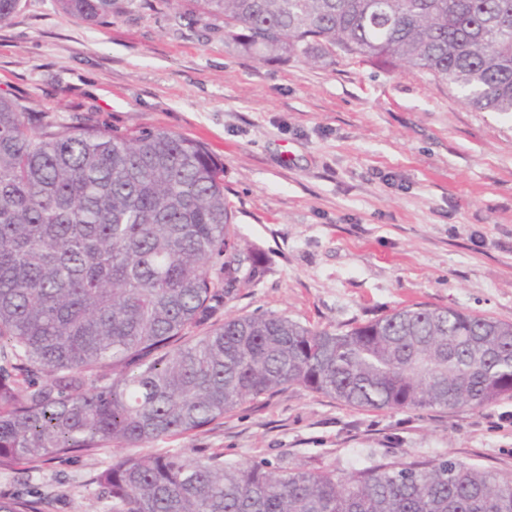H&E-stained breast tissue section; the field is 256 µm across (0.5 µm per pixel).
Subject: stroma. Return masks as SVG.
Instances as JSON below:
<instances>
[{
  "instance_id": "stroma-1",
  "label": "stroma",
  "mask_w": 512,
  "mask_h": 512,
  "mask_svg": "<svg viewBox=\"0 0 512 512\" xmlns=\"http://www.w3.org/2000/svg\"><path fill=\"white\" fill-rule=\"evenodd\" d=\"M0 94L67 123L164 129L223 163L237 242L265 273L194 335L228 315L335 330L418 304L512 322V114L476 111L429 75L341 54L264 61L225 46L222 21L164 6L95 26L58 0H21L0 24ZM168 449L340 476L428 459L510 473L512 400L367 410L292 385L149 447ZM124 454L0 473V494L96 512L87 481Z\"/></svg>"
}]
</instances>
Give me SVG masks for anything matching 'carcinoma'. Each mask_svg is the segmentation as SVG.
<instances>
[{
  "label": "carcinoma",
  "mask_w": 512,
  "mask_h": 512,
  "mask_svg": "<svg viewBox=\"0 0 512 512\" xmlns=\"http://www.w3.org/2000/svg\"><path fill=\"white\" fill-rule=\"evenodd\" d=\"M224 18L261 58L340 51L425 73L512 112V0H167ZM106 25L147 0H59ZM224 165L162 129L63 123L0 97V471L204 430L296 384L369 409L512 399V323L401 308L346 330L288 316L190 327L265 272L238 248ZM223 261L224 281L210 275ZM102 512H512V474L448 459L332 471L127 455L93 477ZM0 512H46L0 494Z\"/></svg>",
  "instance_id": "cac0c4a2"
}]
</instances>
